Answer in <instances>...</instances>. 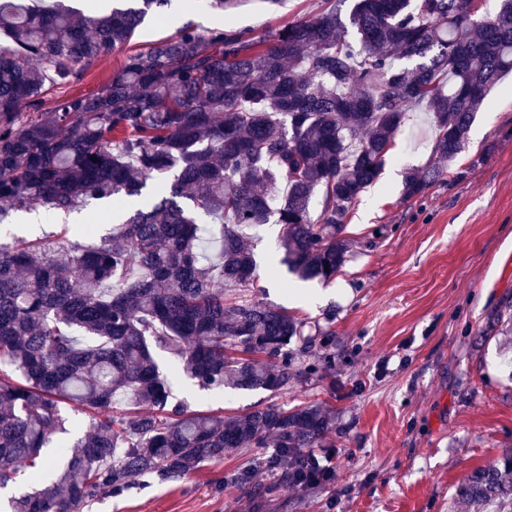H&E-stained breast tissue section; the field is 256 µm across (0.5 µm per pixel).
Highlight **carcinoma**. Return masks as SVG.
I'll return each mask as SVG.
<instances>
[{
    "instance_id": "obj_1",
    "label": "carcinoma",
    "mask_w": 512,
    "mask_h": 512,
    "mask_svg": "<svg viewBox=\"0 0 512 512\" xmlns=\"http://www.w3.org/2000/svg\"><path fill=\"white\" fill-rule=\"evenodd\" d=\"M339 1L267 39L226 19L186 25L130 50L99 89L48 107L51 90L130 44L170 0L104 16L0 0V224L13 210L66 216L109 199L123 218L88 245L0 246V489L27 470L43 478L53 437L70 432L66 407L87 417L50 484L8 498L6 512H76L271 441L279 452L261 463L305 484L329 424L319 407L191 410L171 401L154 352L203 390L276 395L330 371V353L306 361V322L224 296L254 276L249 231L280 225L279 264L333 282L349 207L409 112L433 123L437 166L404 173L407 202L463 151L487 93L512 73V0L492 19L487 0H352L345 21ZM485 331L512 347V303ZM453 504L512 512V453L474 470Z\"/></svg>"
}]
</instances>
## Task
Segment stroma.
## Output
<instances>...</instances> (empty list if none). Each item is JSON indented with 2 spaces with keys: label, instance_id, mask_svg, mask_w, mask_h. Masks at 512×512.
Returning <instances> with one entry per match:
<instances>
[{
  "label": "stroma",
  "instance_id": "stroma-1",
  "mask_svg": "<svg viewBox=\"0 0 512 512\" xmlns=\"http://www.w3.org/2000/svg\"><path fill=\"white\" fill-rule=\"evenodd\" d=\"M176 2L194 25L227 19L257 38L311 19L320 5L240 0L221 13L210 0ZM435 137L421 111L395 135L382 175L347 213L348 259L334 284H303L276 265L277 225L254 237L258 268L247 293L319 327L324 338L311 354H334L333 377H303L277 395L173 383L175 400L197 411L322 405L333 415L323 441L335 453L333 481L277 486L260 472L240 489L227 476L266 451L235 449L184 477L98 498L85 512H451L456 487L512 450V372L498 341L483 337L488 318L512 301V74L485 97L456 161L403 202V173L434 165ZM87 219L84 210L42 209L0 240L81 244Z\"/></svg>",
  "mask_w": 512,
  "mask_h": 512
}]
</instances>
